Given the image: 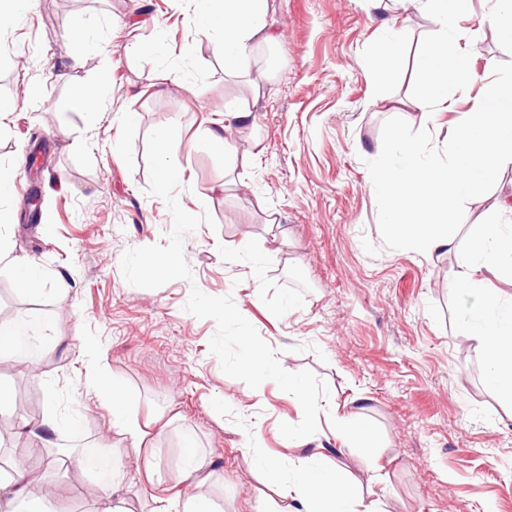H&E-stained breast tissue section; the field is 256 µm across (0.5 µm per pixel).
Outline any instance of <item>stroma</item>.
I'll use <instances>...</instances> for the list:
<instances>
[{
	"label": "stroma",
	"instance_id": "stroma-1",
	"mask_svg": "<svg viewBox=\"0 0 512 512\" xmlns=\"http://www.w3.org/2000/svg\"><path fill=\"white\" fill-rule=\"evenodd\" d=\"M51 2L35 0L0 30V106L12 109L0 122V165L15 170L0 199V318L39 315L38 331L59 339L39 370L12 355L0 360L10 400L0 412L10 420L0 458H25L32 445L18 416L50 410L61 423L54 445L67 458L91 450L113 464L109 474L69 467L54 512H101L107 501L121 512H155L163 490H177L191 449L212 463L201 491L217 512H253L259 501L272 512L276 495L245 449L289 469L319 446L376 512H512V397L488 385L462 314L453 274L465 255L437 259L395 239L371 187L379 164L399 160L395 130L447 160L452 128L488 95L484 83L449 90L450 107L419 124L412 62L436 35L429 18L393 0H269L279 41L254 52L251 74L265 79L256 94L246 77L225 76L190 0H69L56 16ZM489 8L472 0L462 20L474 40L467 60L478 71L494 60L508 77L512 42L488 24ZM395 30L404 62L377 89L368 62ZM80 31L90 47L74 71ZM133 43L153 48L151 60L128 54ZM153 66L176 74L149 82ZM87 84L104 88L92 125L70 108ZM232 99L253 115L250 131L235 137V164L204 134ZM125 112L139 113V123L124 125ZM169 123L179 127L181 205L214 223L183 238L192 280L137 288L121 273L122 255L166 243L172 224L166 204L146 193V136ZM510 187L512 169L500 185L463 198L457 239L478 236ZM34 191L41 206L32 222ZM29 260L44 277L35 292L17 286ZM195 287L231 296L284 369L328 384L316 434L282 436L280 423H299L302 412L274 381L253 389L223 373L209 349L215 321L184 309ZM97 369L128 391L133 417L164 421L151 453L113 428L108 403L88 384ZM356 397L381 436L370 459L335 433L337 413Z\"/></svg>",
	"mask_w": 512,
	"mask_h": 512
}]
</instances>
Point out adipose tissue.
<instances>
[{
  "mask_svg": "<svg viewBox=\"0 0 512 512\" xmlns=\"http://www.w3.org/2000/svg\"><path fill=\"white\" fill-rule=\"evenodd\" d=\"M414 9L429 12L437 25L435 38L415 62L416 77L426 94L414 103L421 125L432 123L435 112L447 104L449 88L459 90L491 76L485 102L451 132L454 150L447 162L423 160V147L402 133L393 145L403 157L401 164L378 166L372 184L381 207L390 219L393 235L416 243L425 253L464 251L468 259L454 274L465 297L464 314L472 319L471 333L484 349L487 381L498 391L512 394V307L504 308L498 294L483 286L484 271L512 269V226L503 223L512 213V198L503 197L483 219L482 235L458 242L449 228L458 201L475 186L497 182L512 167V78L498 76L495 64L485 72L465 62L464 45L471 40L459 21L467 15L471 0H404ZM198 25L219 33L216 48L228 73L250 67L254 49L277 40L267 21L268 0H194ZM92 386L112 410V424L126 436L131 447L144 444V435L127 414L128 395L95 377ZM327 451L314 449L294 465L292 479L280 477L274 461H265L267 477L288 512H353L349 503L350 475L342 465L325 467ZM211 466L204 456L189 455L180 476L186 494L183 512H214L198 489L201 476Z\"/></svg>",
  "mask_w": 512,
  "mask_h": 512,
  "instance_id": "ef3b65f1",
  "label": "adipose tissue"
}]
</instances>
